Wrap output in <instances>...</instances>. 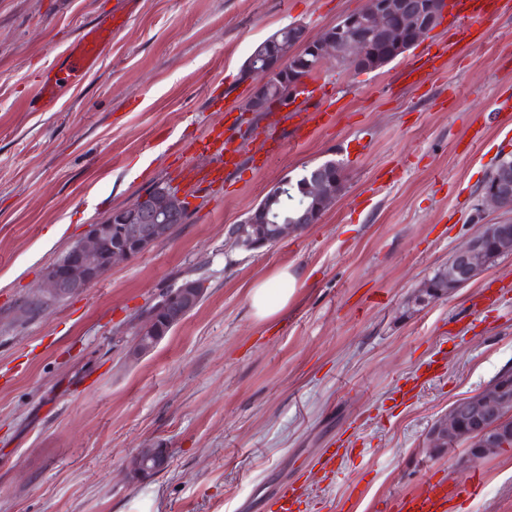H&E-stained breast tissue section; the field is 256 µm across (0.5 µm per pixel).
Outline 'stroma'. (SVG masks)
Wrapping results in <instances>:
<instances>
[{"mask_svg": "<svg viewBox=\"0 0 512 512\" xmlns=\"http://www.w3.org/2000/svg\"><path fill=\"white\" fill-rule=\"evenodd\" d=\"M366 0H141L99 68L39 108L36 77L120 0H0V512H268L305 479L307 512H391L430 477L448 512H512V448L473 461L427 446L436 419L512 369V255L439 298L417 295L452 251L504 213L482 200L512 155V0L436 75L402 64L450 35L442 23L381 69L327 63L333 121L304 142L258 151L209 190L180 176L207 156L191 140L232 126L256 134L242 78L280 28L316 37ZM327 161L344 189L320 223L256 250L228 230L277 183ZM188 193L166 241L117 262L84 294L32 302L48 265L113 208L159 185ZM288 270V302L259 318L255 284ZM204 300L149 355L129 350L145 310L183 279ZM446 372L400 401L431 357ZM357 446L323 480L322 449ZM167 468L130 480L145 442ZM478 493H470L471 485Z\"/></svg>", "mask_w": 512, "mask_h": 512, "instance_id": "obj_1", "label": "stroma"}]
</instances>
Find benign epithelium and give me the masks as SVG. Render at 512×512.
<instances>
[{
	"label": "benign epithelium",
	"mask_w": 512,
	"mask_h": 512,
	"mask_svg": "<svg viewBox=\"0 0 512 512\" xmlns=\"http://www.w3.org/2000/svg\"><path fill=\"white\" fill-rule=\"evenodd\" d=\"M448 11V0H367L364 9L346 15L337 25L310 38L304 26L293 27L291 42L295 48L281 53L261 55L252 60L251 69L242 78L252 86L245 106L247 112H265L288 107L292 96L307 84L300 64L293 56L310 52L318 65L332 58L337 65L354 69L372 52L370 38L380 35L382 53L395 58L430 34ZM283 89L269 91L270 80ZM343 187L335 165L321 168L305 187L303 206L292 222H282L268 209L250 212L234 226L230 238L234 246L256 250L270 246L290 232H303L319 223L328 207L336 201ZM484 201L504 211L512 210V179L508 175H491L483 191ZM190 202L173 187L159 186L138 201L112 210L99 224H93L87 235L72 244L64 257L44 273L43 299L61 300L80 295L92 287L116 262L131 259L155 244L168 239ZM512 236V220L486 224L469 241L454 249L442 270L454 288H462L474 280L476 270L483 267V239ZM204 283L184 280L167 291L144 314L135 332L129 352L140 359L153 352L169 331L186 319L201 303ZM478 402V413L470 426L474 441L492 440L491 434L507 436L512 430L504 427V412L512 404L507 385L491 384L470 394ZM463 432L454 408L441 415L428 434V448L434 450L455 445ZM168 450L161 442L144 444L127 466L129 478L144 479L166 469Z\"/></svg>",
	"instance_id": "7a95c632"
}]
</instances>
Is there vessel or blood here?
<instances>
[{"label":"vessel or blood","mask_w":512,"mask_h":512,"mask_svg":"<svg viewBox=\"0 0 512 512\" xmlns=\"http://www.w3.org/2000/svg\"><path fill=\"white\" fill-rule=\"evenodd\" d=\"M455 22L450 41L437 43L435 51L421 55L419 62H407L397 77L403 81L419 82L422 72L442 71L448 58L456 53L460 42L478 31L481 23L494 17L500 10V0H455ZM127 22L125 14H112L110 19L86 28L81 36L66 50L61 63L48 66L38 75V92L47 102H54L65 87L80 83L94 71L99 63L102 43L113 31L121 29ZM332 118L329 110L310 109L300 103L290 110L288 116L273 115L266 120L268 140L272 146H281L280 127L283 121H290L296 139H306L316 127L328 123ZM202 150L214 151L221 155L220 164L207 171L196 168L186 169L185 175L196 186L208 187L223 180L225 174L236 169L240 160L236 152L224 148L222 136L201 139ZM308 489L301 484L291 483L272 501L270 512H303L302 506L309 498ZM395 512H448V486L441 478H429L418 490L398 498Z\"/></svg>","instance_id":"vessel-or-blood-1"}]
</instances>
